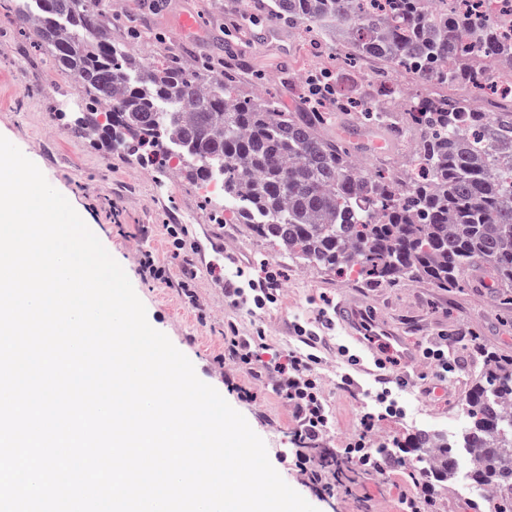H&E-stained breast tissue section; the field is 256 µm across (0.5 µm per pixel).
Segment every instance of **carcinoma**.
<instances>
[{
	"mask_svg": "<svg viewBox=\"0 0 512 512\" xmlns=\"http://www.w3.org/2000/svg\"><path fill=\"white\" fill-rule=\"evenodd\" d=\"M99 0H21L17 19L47 45L56 67L87 90L73 131L108 149L158 151L205 182L219 179L224 206L238 221L260 218L255 232L301 264L375 283L426 281L458 288L475 263L495 271L512 306V94L492 111L473 108V93L512 66V40L473 7L444 14L427 0H269L265 15L293 27L327 26L365 58L413 70L424 84L451 86L453 97L414 94L407 110L388 112L357 99L367 125L412 138L414 173L364 172L346 142L325 139L329 113L349 96L316 98L286 112L275 96H238L239 74L201 80L208 64L135 52L132 29L117 42ZM258 38V13L242 0ZM480 376L465 399L461 439L472 451L470 479L493 492L488 512H512V355L481 352ZM420 481L447 482L458 447L417 432L405 445Z\"/></svg>",
	"mask_w": 512,
	"mask_h": 512,
	"instance_id": "1",
	"label": "carcinoma"
}]
</instances>
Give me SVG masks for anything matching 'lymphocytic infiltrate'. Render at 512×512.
<instances>
[{
  "instance_id": "lymphocytic-infiltrate-1",
  "label": "lymphocytic infiltrate",
  "mask_w": 512,
  "mask_h": 512,
  "mask_svg": "<svg viewBox=\"0 0 512 512\" xmlns=\"http://www.w3.org/2000/svg\"><path fill=\"white\" fill-rule=\"evenodd\" d=\"M225 285L224 293L232 304L250 312L270 309L279 301L277 279L269 273L242 282L232 275ZM296 332L302 337L305 348L285 354L270 349L260 335L225 337L224 352L217 362L222 368L245 371L255 380L271 384L286 400L296 423V446L284 455V462L302 481L346 495L351 487L340 477L342 467L354 468L363 477L370 478L395 469L398 460L372 447L370 434L375 417L370 415L365 417L361 433L343 447H324L332 421L325 407L318 371L321 359L313 352L316 338L301 325Z\"/></svg>"
}]
</instances>
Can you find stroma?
Here are the masks:
<instances>
[{
  "instance_id": "1",
  "label": "stroma",
  "mask_w": 512,
  "mask_h": 512,
  "mask_svg": "<svg viewBox=\"0 0 512 512\" xmlns=\"http://www.w3.org/2000/svg\"><path fill=\"white\" fill-rule=\"evenodd\" d=\"M16 0H0V135L15 144L62 193L124 268L147 310L152 327L165 333L194 364L198 377L213 386L247 419L264 440L269 460L285 482L318 512H402L401 498L413 483L403 470L387 473L379 481L364 482L354 496L332 495L303 486L294 471L281 464L280 454L292 446L294 422L287 402L270 385L249 374L221 370L216 358L224 352L230 332L242 336L264 333L272 349L300 348L297 326L318 335L319 371L324 382L326 408L332 416L327 442L339 448L359 433L365 414L376 407L367 391L374 384V366L353 370V392L336 386L347 365L346 350L359 342L327 325L333 309L354 300L365 335L383 330L398 333L406 348L419 351L429 340L447 337L456 360L446 384H437L424 361L400 365L407 384L400 393L407 407L403 419L380 420L378 431L391 442L405 443L414 433L459 431L466 422L464 397L482 366L481 351L512 355V309L500 304L493 290L490 268L470 271L463 286L444 290L426 282L376 284L355 282L319 268L300 269L280 255L273 243L250 225L218 223L224 208L223 193L177 171L163 181L153 158L106 151L75 134L65 117L67 101L86 95L81 83L54 67L50 51L36 36L23 30L15 17ZM239 0H112V36L123 40L129 28L156 33L146 44L151 55L223 57L225 41L238 25ZM190 14L193 29L180 28ZM257 41L236 42L247 62L240 91L254 96V73L265 79L266 91L278 94L290 109L303 110L294 83L297 74L311 68L332 69L341 87L373 94L380 74L399 86L419 90L415 74L373 61L355 59L352 49L318 28L299 30L279 20L264 21ZM182 224L186 239L195 246L191 265L170 253L166 225ZM148 250L168 265L172 279L192 268V288L200 303L192 305L175 289L146 282L139 267L140 251ZM242 270L244 278L265 272L277 276L281 295L265 312L250 313L233 306L224 295L222 268ZM479 350H472L470 340Z\"/></svg>"
}]
</instances>
